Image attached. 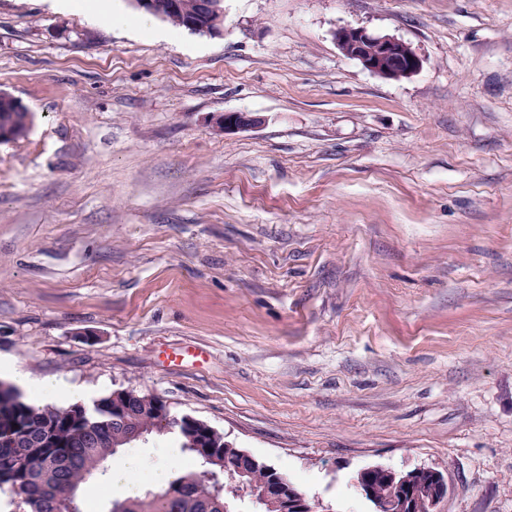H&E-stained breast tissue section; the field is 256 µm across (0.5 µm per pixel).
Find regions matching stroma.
Wrapping results in <instances>:
<instances>
[{"label": "stroma", "instance_id": "obj_1", "mask_svg": "<svg viewBox=\"0 0 512 512\" xmlns=\"http://www.w3.org/2000/svg\"><path fill=\"white\" fill-rule=\"evenodd\" d=\"M114 11L0 0V93L33 117L0 143V357L158 396L332 512H375V465L512 512V0H224L216 34ZM344 26L421 69L367 71ZM334 39L345 56L384 78L410 77L422 67L418 53L394 35L373 34L362 27H342L334 32ZM262 122L260 117L248 112H227L224 113V120L219 129L224 130V134H232L241 130L255 128Z\"/></svg>", "mask_w": 512, "mask_h": 512}]
</instances>
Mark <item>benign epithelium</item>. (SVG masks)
I'll return each mask as SVG.
<instances>
[{
  "label": "benign epithelium",
  "mask_w": 512,
  "mask_h": 512,
  "mask_svg": "<svg viewBox=\"0 0 512 512\" xmlns=\"http://www.w3.org/2000/svg\"><path fill=\"white\" fill-rule=\"evenodd\" d=\"M202 0L190 4L185 0H169L168 9L183 16L192 31L219 33L221 28L210 20ZM334 39L345 56L358 61L364 69L384 78L410 77L422 67L418 53L402 39L389 34H373L362 27H342ZM261 118L248 112H226L221 129L226 134L255 128ZM261 467L267 481L253 490L252 500L261 507L276 506L279 512H311L310 499L296 486L287 483L278 470L240 450L233 465L224 469L229 483L243 486L249 469ZM361 494L375 507V512H414L417 502L424 500L429 508L447 497L448 477L433 466H420L398 472L383 466L362 470L357 478Z\"/></svg>",
  "instance_id": "7a95c632"
}]
</instances>
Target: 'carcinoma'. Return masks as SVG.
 <instances>
[{"mask_svg": "<svg viewBox=\"0 0 512 512\" xmlns=\"http://www.w3.org/2000/svg\"><path fill=\"white\" fill-rule=\"evenodd\" d=\"M154 16L184 27L181 16L168 10V0H155ZM30 113L17 103H0V132L26 134ZM162 400L138 394L123 400L119 393L90 406L67 407L27 402L11 385L0 381V488L6 486L27 507L25 512H70L78 501L82 512L89 504L81 486L107 474V462L127 446L122 421L114 410L146 430L163 427ZM180 448L187 456L181 474L135 498L104 502L101 512H224V484L215 471L237 457L224 435L209 429L202 442L189 439L187 425L178 430Z\"/></svg>", "mask_w": 512, "mask_h": 512, "instance_id": "1", "label": "carcinoma"}]
</instances>
